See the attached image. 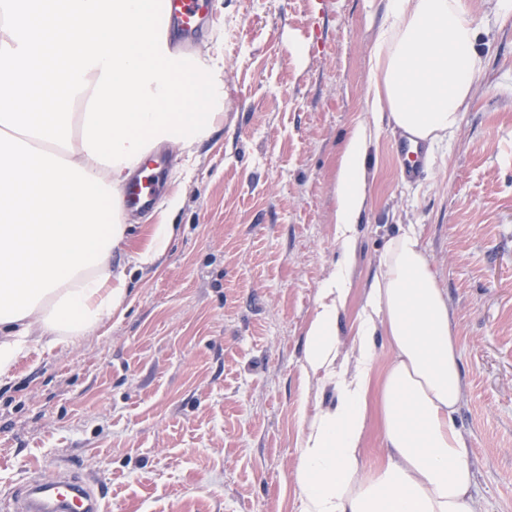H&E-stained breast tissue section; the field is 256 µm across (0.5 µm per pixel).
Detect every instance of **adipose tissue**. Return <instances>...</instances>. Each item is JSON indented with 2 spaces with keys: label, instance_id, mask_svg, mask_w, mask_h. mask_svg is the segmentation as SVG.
Returning <instances> with one entry per match:
<instances>
[{
  "label": "adipose tissue",
  "instance_id": "obj_1",
  "mask_svg": "<svg viewBox=\"0 0 512 512\" xmlns=\"http://www.w3.org/2000/svg\"><path fill=\"white\" fill-rule=\"evenodd\" d=\"M466 0H388L366 104L434 143L458 128L483 70ZM224 59L172 48L165 0H0V381L33 344L68 346L131 304L122 190L153 151L193 157L220 126ZM373 131L358 122L336 172L344 258L318 291L301 367L333 399L301 413L297 512H480L455 323L419 233L386 243L336 367ZM390 359L377 367V344ZM377 419L382 456L363 448Z\"/></svg>",
  "mask_w": 512,
  "mask_h": 512
}]
</instances>
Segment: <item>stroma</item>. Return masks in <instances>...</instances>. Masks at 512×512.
<instances>
[{
  "label": "stroma",
  "mask_w": 512,
  "mask_h": 512,
  "mask_svg": "<svg viewBox=\"0 0 512 512\" xmlns=\"http://www.w3.org/2000/svg\"><path fill=\"white\" fill-rule=\"evenodd\" d=\"M386 0H211L192 53L221 40L229 108L192 163L163 152L152 211L121 255L132 303L98 335L33 345L0 383V493L66 464L107 512H296L287 482L299 408L329 388L301 370L318 288L341 260L339 151L365 104ZM470 0L484 66L458 129L405 181L381 124L368 151L340 366L386 241L421 234L448 293L466 385L456 416L481 512H512V17ZM191 175H184V167ZM183 201L165 254L139 268L166 198Z\"/></svg>",
  "instance_id": "obj_1"
}]
</instances>
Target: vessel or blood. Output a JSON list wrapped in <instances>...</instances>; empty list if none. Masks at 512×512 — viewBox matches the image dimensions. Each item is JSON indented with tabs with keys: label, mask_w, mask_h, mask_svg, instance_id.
Here are the masks:
<instances>
[{
	"label": "vessel or blood",
	"mask_w": 512,
	"mask_h": 512,
	"mask_svg": "<svg viewBox=\"0 0 512 512\" xmlns=\"http://www.w3.org/2000/svg\"><path fill=\"white\" fill-rule=\"evenodd\" d=\"M171 24L182 41L196 38L210 0H168ZM398 152L401 174L412 180L423 172L424 149L412 135H402ZM151 164H143L124 189V201L130 208L149 207L154 194ZM106 501L101 489L76 476L70 469H58L41 478L19 484L0 497V512H104Z\"/></svg>",
	"instance_id": "1"
}]
</instances>
